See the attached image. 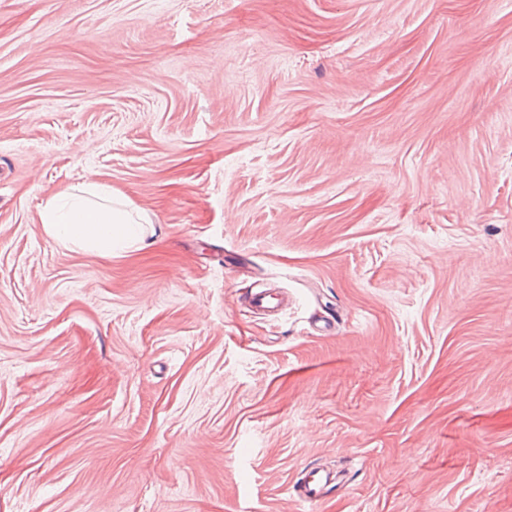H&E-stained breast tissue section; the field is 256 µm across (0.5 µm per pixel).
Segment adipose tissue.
Here are the masks:
<instances>
[{
    "instance_id": "adipose-tissue-1",
    "label": "adipose tissue",
    "mask_w": 512,
    "mask_h": 512,
    "mask_svg": "<svg viewBox=\"0 0 512 512\" xmlns=\"http://www.w3.org/2000/svg\"><path fill=\"white\" fill-rule=\"evenodd\" d=\"M39 218L56 242L104 257L139 249L145 242L141 225L146 215L111 184L101 181L54 194L42 206Z\"/></svg>"
}]
</instances>
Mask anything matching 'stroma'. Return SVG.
<instances>
[{
	"instance_id": "1",
	"label": "stroma",
	"mask_w": 512,
	"mask_h": 512,
	"mask_svg": "<svg viewBox=\"0 0 512 512\" xmlns=\"http://www.w3.org/2000/svg\"><path fill=\"white\" fill-rule=\"evenodd\" d=\"M0 512H512V0H0ZM39 218L56 242L104 257L141 248L145 234L140 224L149 223L132 202L101 181L54 194L42 206ZM336 482V473L333 471L317 472L311 481H307L299 490H295L296 497L303 503L316 502L324 490Z\"/></svg>"
}]
</instances>
